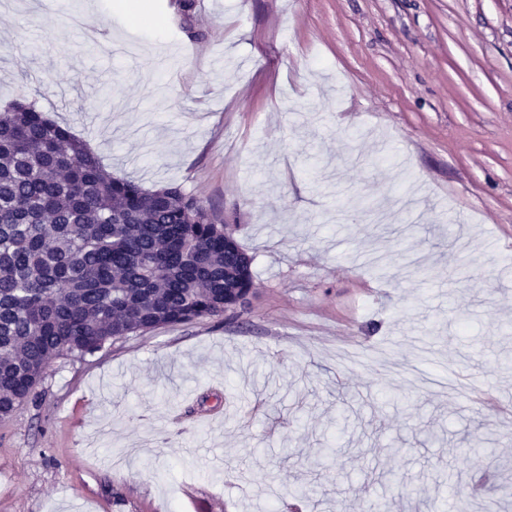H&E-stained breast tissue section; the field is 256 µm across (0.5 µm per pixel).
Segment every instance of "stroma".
Masks as SVG:
<instances>
[{
	"label": "stroma",
	"instance_id": "obj_1",
	"mask_svg": "<svg viewBox=\"0 0 512 512\" xmlns=\"http://www.w3.org/2000/svg\"><path fill=\"white\" fill-rule=\"evenodd\" d=\"M94 2L0 0V109L194 193L255 295L53 358L0 420V512H450L475 471L512 483V417L470 401L512 403V0Z\"/></svg>",
	"mask_w": 512,
	"mask_h": 512
}]
</instances>
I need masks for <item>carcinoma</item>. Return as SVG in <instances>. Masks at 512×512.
Here are the masks:
<instances>
[{"instance_id": "cac0c4a2", "label": "carcinoma", "mask_w": 512, "mask_h": 512, "mask_svg": "<svg viewBox=\"0 0 512 512\" xmlns=\"http://www.w3.org/2000/svg\"><path fill=\"white\" fill-rule=\"evenodd\" d=\"M251 265L196 195L112 175L68 128L14 103L0 113V419L53 356L244 314Z\"/></svg>"}]
</instances>
